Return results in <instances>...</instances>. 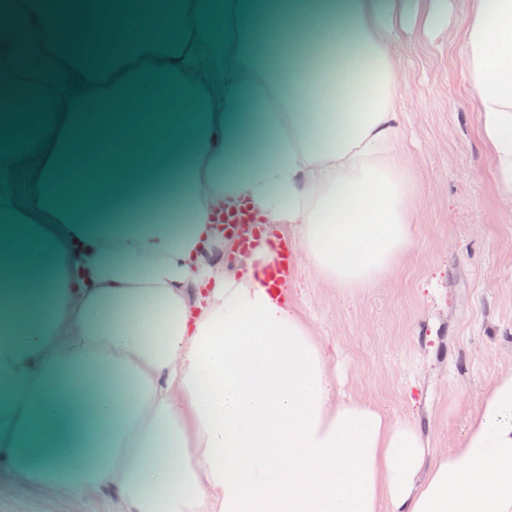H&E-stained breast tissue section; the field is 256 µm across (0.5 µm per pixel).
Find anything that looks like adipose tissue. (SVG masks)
<instances>
[{"instance_id": "ef3b65f1", "label": "adipose tissue", "mask_w": 512, "mask_h": 512, "mask_svg": "<svg viewBox=\"0 0 512 512\" xmlns=\"http://www.w3.org/2000/svg\"><path fill=\"white\" fill-rule=\"evenodd\" d=\"M219 0L137 17L112 68L59 0H0V109L54 101L26 198L0 183V468L112 512H512V371L435 461L408 418L347 397L265 275L211 245L224 202L287 227L347 292L411 250L398 0ZM465 89L512 204V0H468ZM78 107H71V100Z\"/></svg>"}]
</instances>
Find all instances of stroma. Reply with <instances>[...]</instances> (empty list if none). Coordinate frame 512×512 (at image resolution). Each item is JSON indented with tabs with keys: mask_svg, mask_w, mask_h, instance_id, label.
<instances>
[{
	"mask_svg": "<svg viewBox=\"0 0 512 512\" xmlns=\"http://www.w3.org/2000/svg\"><path fill=\"white\" fill-rule=\"evenodd\" d=\"M423 0L393 20L404 75L402 122L422 173L416 241L377 288L351 294L308 269L288 284L352 398L415 421L432 456L466 430L490 381L512 368V206L495 187L456 56L466 0L429 34ZM0 512H71L65 499L10 482Z\"/></svg>",
	"mask_w": 512,
	"mask_h": 512,
	"instance_id": "obj_1",
	"label": "stroma"
}]
</instances>
